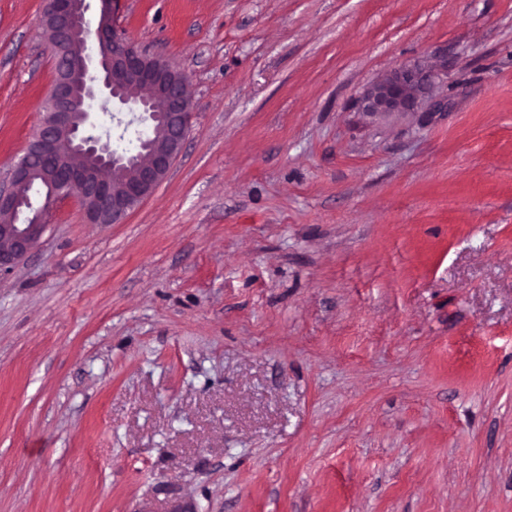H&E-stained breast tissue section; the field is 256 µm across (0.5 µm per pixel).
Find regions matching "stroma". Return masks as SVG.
<instances>
[{
    "mask_svg": "<svg viewBox=\"0 0 512 512\" xmlns=\"http://www.w3.org/2000/svg\"><path fill=\"white\" fill-rule=\"evenodd\" d=\"M0 0V178L43 117ZM189 80L122 223L0 274V512H512V0H121ZM444 110L371 121L393 67Z\"/></svg>",
    "mask_w": 512,
    "mask_h": 512,
    "instance_id": "1",
    "label": "stroma"
}]
</instances>
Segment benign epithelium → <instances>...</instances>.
Here are the masks:
<instances>
[{
  "label": "benign epithelium",
  "instance_id": "benign-epithelium-1",
  "mask_svg": "<svg viewBox=\"0 0 512 512\" xmlns=\"http://www.w3.org/2000/svg\"><path fill=\"white\" fill-rule=\"evenodd\" d=\"M96 28L89 0H44L43 25L57 62L49 107L24 154L0 183V274L16 267L50 226L55 205L79 199L87 223L119 224L166 179L189 132L187 75L147 55L114 27L119 0H98ZM443 69L425 62L389 70L368 85L356 109L375 121L434 107L432 87ZM106 95L122 112L139 113L141 153L120 155L94 137L91 102ZM45 188L36 202L35 182Z\"/></svg>",
  "mask_w": 512,
  "mask_h": 512
}]
</instances>
